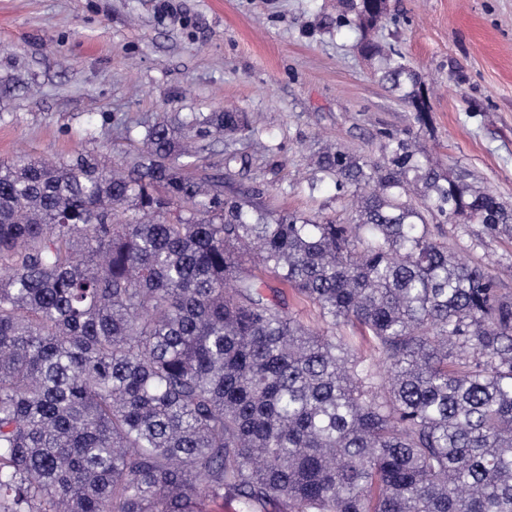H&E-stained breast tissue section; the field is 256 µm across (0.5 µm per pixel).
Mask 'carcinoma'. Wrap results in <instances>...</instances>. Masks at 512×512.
<instances>
[{"label": "carcinoma", "instance_id": "1", "mask_svg": "<svg viewBox=\"0 0 512 512\" xmlns=\"http://www.w3.org/2000/svg\"><path fill=\"white\" fill-rule=\"evenodd\" d=\"M337 0L379 82L425 125L419 74ZM148 127L126 175L79 154L0 162V512H512V296L426 215L512 237V209L415 137L328 147L347 224L224 197ZM314 305L325 330L286 311Z\"/></svg>", "mask_w": 512, "mask_h": 512}]
</instances>
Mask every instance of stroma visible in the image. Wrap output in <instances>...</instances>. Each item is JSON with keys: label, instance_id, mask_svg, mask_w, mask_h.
Masks as SVG:
<instances>
[{"label": "stroma", "instance_id": "35a3bbf8", "mask_svg": "<svg viewBox=\"0 0 512 512\" xmlns=\"http://www.w3.org/2000/svg\"><path fill=\"white\" fill-rule=\"evenodd\" d=\"M332 0H0V161L78 154L127 165L161 118L246 113L256 141L190 137L196 176L275 212L346 221L326 145L376 156L384 133H413L452 171L512 207V0H394L374 35L429 90V122L378 82L358 30L329 25ZM438 242L487 264L512 294V240L430 221Z\"/></svg>", "mask_w": 512, "mask_h": 512}]
</instances>
